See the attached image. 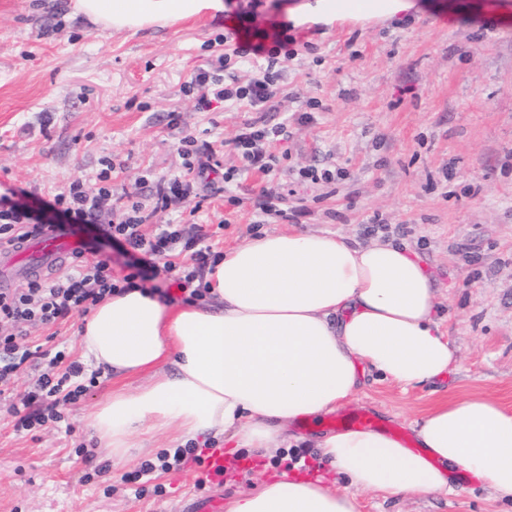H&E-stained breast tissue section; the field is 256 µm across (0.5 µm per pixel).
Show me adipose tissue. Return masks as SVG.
<instances>
[{"label":"adipose tissue","mask_w":512,"mask_h":512,"mask_svg":"<svg viewBox=\"0 0 512 512\" xmlns=\"http://www.w3.org/2000/svg\"><path fill=\"white\" fill-rule=\"evenodd\" d=\"M101 30H138L221 10V0H68ZM207 294L171 310L156 292L106 297L78 330L85 363L112 379L85 416L106 455L122 462L145 434L224 437L271 455L288 422L320 418L360 388L361 366L416 388L454 361L440 330L435 282L404 244L356 245L342 236L267 233L224 252ZM412 452L386 434L347 428L317 446L343 485L280 477L232 500L227 512H358L357 491L454 493L463 471L512 501V414L469 396L415 421Z\"/></svg>","instance_id":"adipose-tissue-1"}]
</instances>
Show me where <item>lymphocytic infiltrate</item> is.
Here are the masks:
<instances>
[{"mask_svg":"<svg viewBox=\"0 0 512 512\" xmlns=\"http://www.w3.org/2000/svg\"><path fill=\"white\" fill-rule=\"evenodd\" d=\"M263 2L248 0L237 5L236 24L223 37V53L199 65L182 86L184 95L194 98L197 111L208 112L216 105L243 107L256 113V120L244 123L220 149L194 134H183L177 147L183 169L173 177L159 179L148 204L139 187L114 191V164L109 159L94 179L74 181L46 200L44 207L52 214L48 220L37 216L20 194H1L0 244H15L47 226L58 231L66 224H93L99 239L136 255L142 265L163 268L184 300L203 297L206 287L200 282L201 274L218 258L209 232L200 227L188 231L181 221L159 224L155 216L170 207L191 204L203 182H228L240 170L267 174L278 166L274 148L287 138L288 125L268 124L264 114L282 95L287 65L297 58L298 51L287 23L265 29L252 26ZM227 154L236 158L237 167H225ZM72 260L70 271L62 278L34 279L21 288L0 290V394L10 390L23 365L36 358L43 361L33 385L17 395L12 405L19 430L61 422L60 403L75 402L96 383L95 378L85 377L82 364L66 350L33 348L27 326H52L76 315H88L107 296L137 284L133 273L115 277L110 257L96 254L89 258L80 249Z\"/></svg>","mask_w":512,"mask_h":512,"instance_id":"lymphocytic-infiltrate-1","label":"lymphocytic infiltrate"}]
</instances>
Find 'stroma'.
Returning <instances> with one entry per match:
<instances>
[{"label": "stroma", "instance_id": "35a3bbf8", "mask_svg": "<svg viewBox=\"0 0 512 512\" xmlns=\"http://www.w3.org/2000/svg\"><path fill=\"white\" fill-rule=\"evenodd\" d=\"M304 2L285 0L281 12L253 22L260 29L288 23L299 46L284 93L266 115L269 124H288L269 179L281 185L290 217L256 209L269 179L245 171L205 201L196 222L213 227L218 252L288 229L416 248L436 284L455 361L444 376L407 391L365 375L346 408L403 428L466 396L512 412V0H409L392 17L342 28L298 18ZM233 23L229 13L209 10L110 33L69 16L65 0H0V191L26 189L35 206L72 181L94 178L105 157L119 166L114 186L144 176L154 182L180 170L182 133L232 139L250 112L196 111L181 86L211 56L208 41ZM311 99L319 104L313 123L293 121ZM303 168L335 176L314 184L300 178ZM36 374L24 368L0 395V512H196L206 501L257 490L286 472L299 450L310 474L328 473L316 446L328 427L311 420L289 423L292 445L274 457L231 453L230 461L251 467L220 487L205 474L220 438L178 441L173 431L156 432L130 461L111 463L99 450L85 463L76 452L92 440L84 416L111 381L98 378L66 405L63 422L19 431L10 406ZM177 446L194 447L193 458L144 476V495L124 482ZM94 465L108 467L106 479L85 482ZM357 502L359 512H512L511 500L467 479L453 495L361 491Z\"/></svg>", "mask_w": 512, "mask_h": 512}]
</instances>
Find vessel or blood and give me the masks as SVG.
I'll return each mask as SVG.
<instances>
[{
	"instance_id": "obj_1",
	"label": "vessel or blood",
	"mask_w": 512,
	"mask_h": 512,
	"mask_svg": "<svg viewBox=\"0 0 512 512\" xmlns=\"http://www.w3.org/2000/svg\"><path fill=\"white\" fill-rule=\"evenodd\" d=\"M77 247L76 241L53 232L26 239L16 248L0 247V287L12 288L29 279L54 276ZM339 423L354 429L372 430L379 427L381 421L373 413L350 410L342 415ZM228 468L223 449H211L206 460L210 479L216 484H223Z\"/></svg>"
}]
</instances>
